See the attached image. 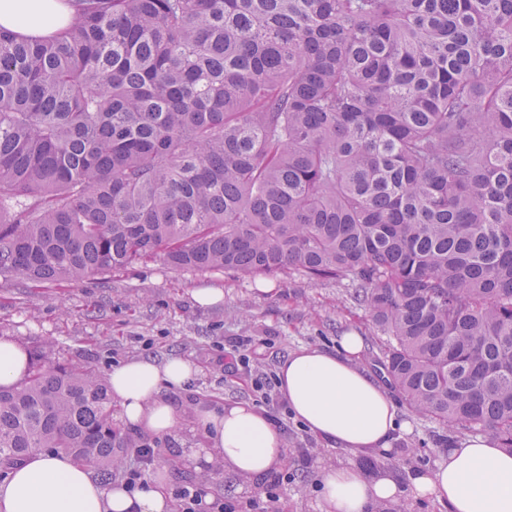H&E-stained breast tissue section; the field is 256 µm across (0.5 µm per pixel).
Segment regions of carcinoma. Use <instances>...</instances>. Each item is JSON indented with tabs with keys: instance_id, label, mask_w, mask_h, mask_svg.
<instances>
[{
	"instance_id": "cac0c4a2",
	"label": "carcinoma",
	"mask_w": 512,
	"mask_h": 512,
	"mask_svg": "<svg viewBox=\"0 0 512 512\" xmlns=\"http://www.w3.org/2000/svg\"><path fill=\"white\" fill-rule=\"evenodd\" d=\"M0 27V278L157 257L348 283L416 413L512 451V0H68ZM89 368L0 387V467L138 447ZM64 0H0V26L25 35L55 34L73 18Z\"/></svg>"
}]
</instances>
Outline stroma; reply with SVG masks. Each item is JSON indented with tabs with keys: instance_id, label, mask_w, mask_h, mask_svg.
I'll return each instance as SVG.
<instances>
[{
	"instance_id": "1",
	"label": "stroma",
	"mask_w": 512,
	"mask_h": 512,
	"mask_svg": "<svg viewBox=\"0 0 512 512\" xmlns=\"http://www.w3.org/2000/svg\"><path fill=\"white\" fill-rule=\"evenodd\" d=\"M199 288L221 289L224 299L199 305L193 296ZM348 332L363 338V366L389 383L377 362L382 336L366 310L351 300L348 287L333 282L314 283L297 273L199 274L172 269L158 259L60 286L0 278V336L13 337L27 353L40 351L53 363L89 366L103 378L113 365L132 358L161 363L181 357L194 364L192 382L168 394L181 412L176 430L150 445L161 453L159 464L168 471L170 487L203 485L233 512H255L274 479L236 476L216 459L200 471L187 461V449L207 445L192 413L201 401L220 407L245 400L280 426L288 448L281 512H319L316 477L321 467L353 466L368 478L381 469L376 456H351L311 434L289 413L276 386L277 365L289 352L302 346L335 348ZM393 399L400 420L409 425L398 433L391 452V471L403 482L466 435L447 433L419 416L401 394Z\"/></svg>"
}]
</instances>
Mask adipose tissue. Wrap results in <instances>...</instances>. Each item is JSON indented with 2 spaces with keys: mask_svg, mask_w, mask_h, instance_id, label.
Masks as SVG:
<instances>
[{
  "mask_svg": "<svg viewBox=\"0 0 512 512\" xmlns=\"http://www.w3.org/2000/svg\"><path fill=\"white\" fill-rule=\"evenodd\" d=\"M73 18L63 0H0V26L25 35L59 32ZM361 337H340L336 349L302 346L277 371V387L291 414L313 435L357 456L388 458L402 425L388 391L359 363ZM196 374L189 361L137 358L113 366L112 398L128 425L164 437L178 422L169 391ZM196 417L226 470L259 480L287 457L285 438L273 420L246 401L222 408L198 406ZM321 512H374L405 492L445 506L447 512H512V453L485 437L449 445L432 467L415 470L408 485L391 475L365 478L352 467L318 474ZM168 479L156 470L135 490L100 484L70 457L38 450L0 479V512H170Z\"/></svg>",
  "mask_w": 512,
  "mask_h": 512,
  "instance_id": "obj_1",
  "label": "adipose tissue"
}]
</instances>
